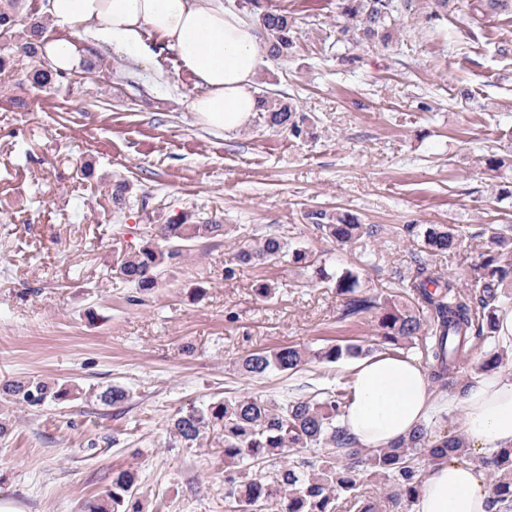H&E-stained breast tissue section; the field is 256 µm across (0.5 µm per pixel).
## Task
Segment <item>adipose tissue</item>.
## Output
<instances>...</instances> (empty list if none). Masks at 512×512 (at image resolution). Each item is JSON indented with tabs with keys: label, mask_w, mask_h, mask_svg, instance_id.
I'll return each mask as SVG.
<instances>
[{
	"label": "adipose tissue",
	"mask_w": 512,
	"mask_h": 512,
	"mask_svg": "<svg viewBox=\"0 0 512 512\" xmlns=\"http://www.w3.org/2000/svg\"><path fill=\"white\" fill-rule=\"evenodd\" d=\"M57 36L43 40L41 58L69 72L87 62L85 39L147 66L153 37L174 50L197 93L191 110L204 125L246 129L257 110L253 85L267 56L258 26L224 0H47ZM352 398L341 422L358 446L380 449L431 421L443 407L428 374L407 356L377 355L358 362ZM458 433L470 451L488 454L512 445V373L482 375L464 393ZM490 491L482 470L449 460L431 469L412 512H486Z\"/></svg>",
	"instance_id": "adipose-tissue-1"
}]
</instances>
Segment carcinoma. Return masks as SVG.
Returning <instances> with one entry per match:
<instances>
[{"mask_svg":"<svg viewBox=\"0 0 512 512\" xmlns=\"http://www.w3.org/2000/svg\"><path fill=\"white\" fill-rule=\"evenodd\" d=\"M403 3L340 0L336 43L389 47L399 35ZM18 4L19 0H0V75L11 70L14 57L22 56L32 60V65L20 82L37 88L53 87L66 74L44 65L38 58L37 43L11 40L13 30L24 23L33 34L43 29L36 22H27L17 10ZM237 7L253 17L271 58L285 62L293 56L298 31L288 11L265 7L261 0H239ZM479 7L491 15L512 14V0H479ZM260 101L266 126L295 138L307 133L309 118L295 103L269 95ZM479 162L499 180L496 199H512V154L485 151ZM130 197V184L114 180L112 203L120 207ZM304 220L326 238L350 249L370 239L379 240L383 233L382 225L363 224L346 209L311 210L304 214ZM404 229L419 252L426 255L454 250L466 234V227L459 224H406ZM152 230L139 249H119L112 256V277L141 292L155 288L164 272L185 261L192 244L226 232L224 225L213 221L199 224L195 215L188 213L155 224ZM235 260L239 264H286L313 270L321 281L336 288L343 318L376 315L381 344L394 353L415 349L432 383L446 389L453 382L458 361L475 345L497 335L498 316L509 299L503 288L512 280V237L504 231L493 232L492 247L472 266L467 294L461 293L453 277L431 274L421 257L413 271L394 272L395 284L407 296L402 304L362 292L360 268L344 267L331 274L321 256L282 235L270 233L244 243ZM367 354L368 350L352 343H328L316 349L286 346L250 351L239 358L238 366L245 374L264 377L274 372H297L313 360L336 363ZM502 361V354L484 352L475 373L493 370ZM81 393L74 384L40 378L0 386V397L31 408L62 404ZM129 396L127 388L113 385L96 394V399L115 406ZM349 398L350 393L339 386L314 397L226 396L175 414L167 432L171 442L189 448L200 445L211 433L222 435L224 500L231 512H256L261 507L267 512H336V500L341 495L349 512H382L403 500L415 502L424 476L422 465L431 467L469 457L462 437L436 434L435 421L418 426L387 448H360L341 423ZM483 465L494 476L488 508L507 512L512 508V446L483 458ZM380 483L384 496L367 490ZM137 491V473L115 471L106 498L87 501L83 512H140Z\"/></svg>","mask_w":512,"mask_h":512,"instance_id":"1","label":"carcinoma"}]
</instances>
